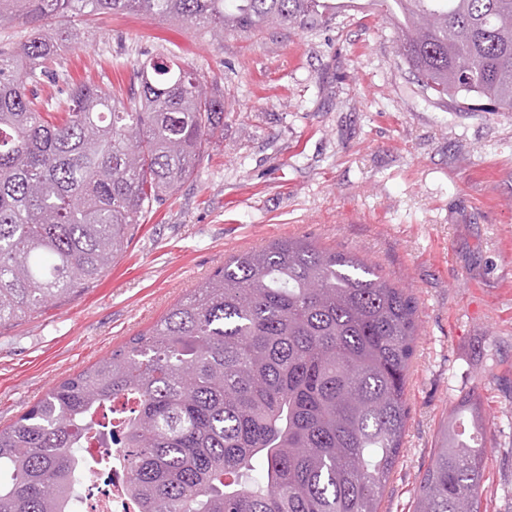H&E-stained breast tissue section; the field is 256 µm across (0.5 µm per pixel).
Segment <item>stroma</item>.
<instances>
[{
  "label": "stroma",
  "instance_id": "1",
  "mask_svg": "<svg viewBox=\"0 0 512 512\" xmlns=\"http://www.w3.org/2000/svg\"><path fill=\"white\" fill-rule=\"evenodd\" d=\"M57 68L128 94L146 56L224 93L194 176L99 284L0 327V426L190 294L229 255L300 237L356 253L416 299L407 429L381 512H413L457 398L490 394L482 512H512V112L433 103L367 0L304 29L212 39L141 13L79 17Z\"/></svg>",
  "mask_w": 512,
  "mask_h": 512
}]
</instances>
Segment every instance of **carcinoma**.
Instances as JSON below:
<instances>
[{"instance_id": "cac0c4a2", "label": "carcinoma", "mask_w": 512, "mask_h": 512, "mask_svg": "<svg viewBox=\"0 0 512 512\" xmlns=\"http://www.w3.org/2000/svg\"><path fill=\"white\" fill-rule=\"evenodd\" d=\"M428 100L512 112V0H373ZM138 12L213 39L336 17L330 0H0V327L105 277L134 225L192 178L224 124V93L161 57L120 99L34 88L50 27ZM415 298L358 255L285 238L229 256L149 330L55 383L0 428V512H69L77 449L117 428L137 512H379L407 427ZM486 420L448 415L414 512H480Z\"/></svg>"}]
</instances>
